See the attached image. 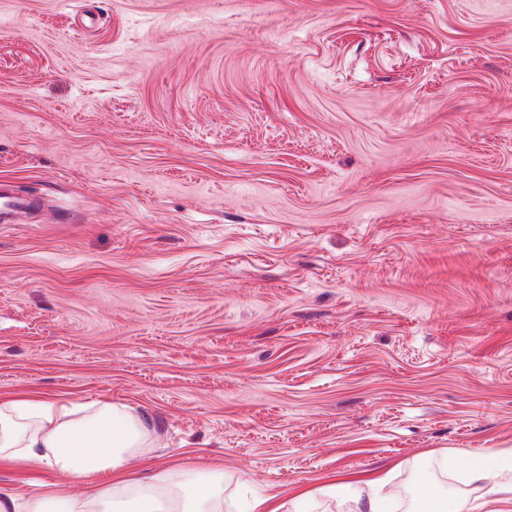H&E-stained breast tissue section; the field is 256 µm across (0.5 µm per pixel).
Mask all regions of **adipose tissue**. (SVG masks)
Masks as SVG:
<instances>
[{
	"label": "adipose tissue",
	"mask_w": 512,
	"mask_h": 512,
	"mask_svg": "<svg viewBox=\"0 0 512 512\" xmlns=\"http://www.w3.org/2000/svg\"><path fill=\"white\" fill-rule=\"evenodd\" d=\"M151 431L126 406L82 405L35 396L0 397V462L40 460L74 479L97 481L85 497L57 492L32 496L0 486V512H223L224 481L152 468L125 477L130 459H148ZM422 493L408 512H473L469 499L436 493L430 475L420 478ZM382 474L330 478L321 492L340 500L343 512H394Z\"/></svg>",
	"instance_id": "ef3b65f1"
}]
</instances>
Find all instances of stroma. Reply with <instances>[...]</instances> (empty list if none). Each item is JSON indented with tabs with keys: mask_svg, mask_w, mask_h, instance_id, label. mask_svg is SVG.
Listing matches in <instances>:
<instances>
[{
	"mask_svg": "<svg viewBox=\"0 0 512 512\" xmlns=\"http://www.w3.org/2000/svg\"><path fill=\"white\" fill-rule=\"evenodd\" d=\"M1 180L0 396L150 416L224 512L512 455V0H0ZM34 206L35 201L17 193L10 182H0V223L22 224L23 215Z\"/></svg>",
	"mask_w": 512,
	"mask_h": 512,
	"instance_id": "1",
	"label": "stroma"
}]
</instances>
